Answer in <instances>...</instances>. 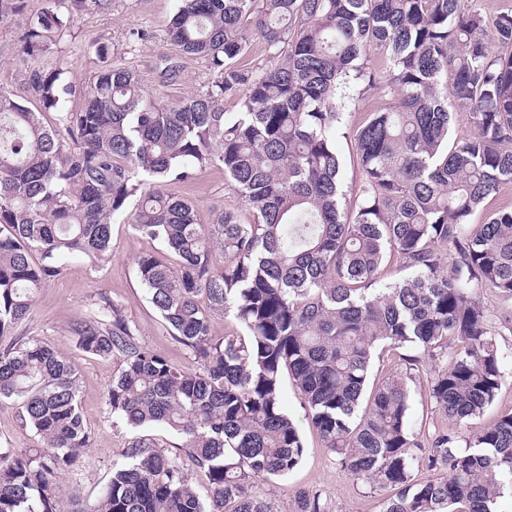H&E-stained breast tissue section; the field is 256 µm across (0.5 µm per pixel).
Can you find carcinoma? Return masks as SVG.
Instances as JSON below:
<instances>
[{
  "mask_svg": "<svg viewBox=\"0 0 512 512\" xmlns=\"http://www.w3.org/2000/svg\"><path fill=\"white\" fill-rule=\"evenodd\" d=\"M66 22L33 17L24 52L50 50ZM182 53L210 65L201 90L161 103L139 75L106 62L74 111L73 148L43 113L74 94L62 70L34 69L29 107L0 90V337L71 256L112 251V225L176 256L135 259L149 302L198 369L143 347L112 309L71 327L76 345L119 359L109 412L133 428L161 425L179 457L138 436L92 501L71 512H272L259 483L290 474L305 447L283 408V375L307 420L382 512H497L512 490V410L475 428L506 380L481 295L512 298V208L472 216L512 183V10L492 18L461 0H177L167 27ZM266 63L242 65L253 38ZM387 56L390 101L346 131V110L377 85L369 55ZM239 108L224 111V100ZM464 115L470 135L451 127ZM350 137L359 183L345 186L338 139ZM219 166L251 212L203 224L160 189ZM224 264H213V252ZM39 260H33L32 254ZM404 273L385 280V269ZM238 330L211 333L216 315ZM397 367L370 383L378 348ZM414 351L412 355L400 353ZM452 420L428 434L427 468L411 425V383ZM19 406L41 447L0 448V512H60L63 475L90 446L77 374L56 346L0 349V399ZM209 486L203 500L193 475ZM297 512H329L318 493Z\"/></svg>",
  "mask_w": 512,
  "mask_h": 512,
  "instance_id": "cac0c4a2",
  "label": "carcinoma"
}]
</instances>
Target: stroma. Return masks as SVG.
<instances>
[{
	"instance_id": "1",
	"label": "stroma",
	"mask_w": 512,
	"mask_h": 512,
	"mask_svg": "<svg viewBox=\"0 0 512 512\" xmlns=\"http://www.w3.org/2000/svg\"><path fill=\"white\" fill-rule=\"evenodd\" d=\"M175 5L176 0H112L108 10L78 11L71 0H23L20 11L0 20V89L30 101L31 71L59 68L63 81L76 91L66 104L73 110L80 103L79 92L88 87L102 59L108 58L136 70L144 89L157 101H173L200 90L212 76L209 64L183 55L167 36ZM46 9L64 16L68 24L48 53L27 59L21 37L31 17ZM164 190L193 202L202 223H211L229 207L237 208L242 222L250 220L248 210L226 184L222 168L200 170L190 181L165 185ZM162 251L158 242L134 234L128 225H113L109 259L94 264L81 256L69 258L62 273L40 289L29 316L14 330L15 335L56 345L78 374L79 402L91 446L63 484L87 500L97 497L113 461L136 431L109 415L105 404L116 361L84 353L70 340L68 330L79 320L104 318L115 307L133 325L144 347L179 368L195 369L189 349L161 322L137 276L136 257ZM282 393L286 410L301 428L305 455L297 470L276 481L270 495L273 512H296L303 492L321 494L331 512H380V498L350 476L339 456L325 448L308 425L292 379H283ZM39 444L35 432L22 425L17 405L0 401V445L22 452Z\"/></svg>"
}]
</instances>
